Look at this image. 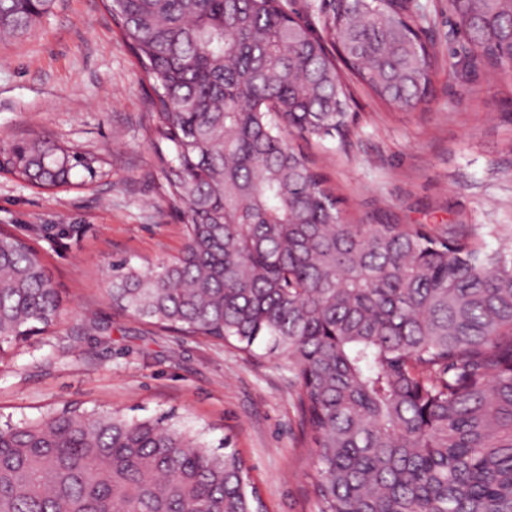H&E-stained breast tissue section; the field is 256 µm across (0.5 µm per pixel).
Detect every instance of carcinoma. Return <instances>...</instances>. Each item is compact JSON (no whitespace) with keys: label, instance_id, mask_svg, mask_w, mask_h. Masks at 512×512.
Instances as JSON below:
<instances>
[{"label":"carcinoma","instance_id":"obj_1","mask_svg":"<svg viewBox=\"0 0 512 512\" xmlns=\"http://www.w3.org/2000/svg\"><path fill=\"white\" fill-rule=\"evenodd\" d=\"M410 0H106L153 92L157 162L181 253L110 263L117 308L288 360L317 448L319 512H512V227L349 224L292 139L347 142L352 94L425 111L437 58ZM54 0H0L22 37ZM460 66L512 75V0H448ZM96 160L32 139L0 170L45 190ZM500 248L486 249L485 238ZM62 298L0 229V353L48 330ZM0 512H263L246 463L162 414L62 408L0 428Z\"/></svg>","mask_w":512,"mask_h":512}]
</instances>
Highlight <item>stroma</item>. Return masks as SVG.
Listing matches in <instances>:
<instances>
[{
  "label": "stroma",
  "instance_id": "obj_1",
  "mask_svg": "<svg viewBox=\"0 0 512 512\" xmlns=\"http://www.w3.org/2000/svg\"><path fill=\"white\" fill-rule=\"evenodd\" d=\"M415 3L438 57L428 110L359 89L351 140L303 150L350 222L512 224V80L454 69L466 44L448 0ZM150 94L102 0H55L28 34L0 42V146L40 139L99 160L94 177L53 192L0 172V225L41 254L62 297L49 332L0 358V426L68 405L167 413L240 453L265 512H318L316 450L287 361L162 332L112 304L111 261L149 270L183 244L155 166Z\"/></svg>",
  "mask_w": 512,
  "mask_h": 512
}]
</instances>
